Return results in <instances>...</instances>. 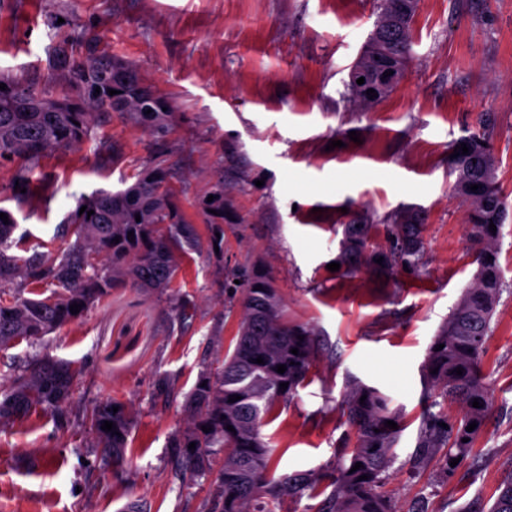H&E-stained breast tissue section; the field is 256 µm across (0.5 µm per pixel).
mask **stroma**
Listing matches in <instances>:
<instances>
[{
  "instance_id": "35a3bbf8",
  "label": "stroma",
  "mask_w": 512,
  "mask_h": 512,
  "mask_svg": "<svg viewBox=\"0 0 512 512\" xmlns=\"http://www.w3.org/2000/svg\"><path fill=\"white\" fill-rule=\"evenodd\" d=\"M378 12L377 0H0V71L50 88L56 46L81 54L91 33L173 104L165 135L115 118L112 150L92 141L48 156L25 200L13 165L0 164V207L41 251L61 246L56 228L77 198L125 188L146 165L174 175L177 208L201 228L210 219L198 200L224 185L223 256L182 257L167 295L116 285L46 336L51 356L78 372L74 397L63 413L0 426V512H121L132 499L140 512H200L212 479L183 477L173 437L202 369L235 345L241 312H224V273L255 264L318 348L303 384L266 418L271 476L336 465L354 440L341 402L356 380L402 417L381 488L395 512L491 506L512 475V291L482 355L493 408L469 463L443 480L438 457L420 465L415 454L428 347L477 270L469 207L448 169L460 137L492 139L508 203L499 261L512 284V0H419L404 81L361 112L345 82ZM410 209L425 224L417 269L330 271L345 225H371L383 247ZM174 293L194 301L192 317H178ZM112 400L134 420L119 474L93 446V411Z\"/></svg>"
}]
</instances>
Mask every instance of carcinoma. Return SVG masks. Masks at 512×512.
I'll use <instances>...</instances> for the list:
<instances>
[{
	"instance_id": "cac0c4a2",
	"label": "carcinoma",
	"mask_w": 512,
	"mask_h": 512,
	"mask_svg": "<svg viewBox=\"0 0 512 512\" xmlns=\"http://www.w3.org/2000/svg\"><path fill=\"white\" fill-rule=\"evenodd\" d=\"M379 8L375 28L355 63L362 70L371 66V46L376 44L401 60L409 58L415 13H404L400 0H380ZM0 83L7 86L0 90V160L20 161L14 177L20 197L21 189L31 188L33 171L45 155L95 138L107 143L99 130L114 113L153 134L169 129L167 98L147 85L131 62L100 50L94 37L86 39L83 58L59 60L52 90L39 91L5 73L0 74ZM110 89L117 94H109ZM347 90L349 102L361 108L392 93L390 89L379 91L371 99L355 82L347 83ZM467 141L469 152L449 159L448 165L456 175V193L470 205L468 236L477 247L478 269L432 339L424 363L429 389L434 396L457 404L459 412L451 423L442 411H433L439 402L432 401L422 418L418 442L422 458L440 456L444 480L457 470L450 466L452 459H467L492 409L481 357L492 333L495 306L502 292L512 287L506 284L499 263L497 244L506 203L495 181L491 142L484 135H471ZM465 182L479 189L460 190ZM175 195L163 168L146 166L136 182L124 189L99 190L82 197L59 230L64 238L61 251L35 252L28 257L11 253L21 246V241L13 239L16 219L11 211L0 208V213L8 215V223L0 219V350L20 339L36 347L44 345L46 336L81 318L118 283L147 293L166 290L180 271L178 249L205 248L213 253L223 248L224 226L208 224L206 233H201L174 207ZM211 195L213 201L202 200L200 208L206 214L214 210L223 215L224 185H215ZM83 206L84 213L80 212ZM90 210L94 214L89 216ZM491 224L496 226L494 233L489 230ZM130 231L134 236H128ZM422 232L421 216L413 212L391 227L389 246L381 248L370 242L369 225L347 224L340 243L341 260L351 270L362 266L386 269L398 263L415 268L424 249ZM379 257L383 258L380 265L375 262ZM258 285L262 289H256ZM39 288L50 294L37 292ZM225 288L241 307L237 341L221 366L202 372L187 400V422L177 435L176 446L183 449V467L190 477L214 475L213 497L202 512H276L284 502L314 493L320 481L311 471L277 480L270 477L274 449L261 433L273 404L293 396L305 379L315 344L307 327L285 319L283 299L264 270L230 269ZM73 304L81 306L79 313L70 312ZM439 344L443 349L438 351ZM293 348L298 354L291 353ZM259 357L264 363L255 362ZM279 365L286 366L282 374L276 372ZM459 367L463 368L460 375L456 374ZM435 368L438 373H431ZM75 379L70 363L54 368L48 351L35 354L15 370L10 388L0 392V423L22 422L38 409L62 410L72 397ZM282 383L288 384L287 389H280ZM233 395L240 399L231 403ZM475 400L477 408L472 406ZM342 406L355 441L331 471V491L318 512H393L378 488L400 433L386 427V421L398 424L399 415L389 408L385 396L358 381L345 391ZM106 421L113 423V430L101 429ZM472 422L477 427L466 431ZM443 423L448 428L441 427ZM229 425L234 431L227 429ZM132 426V417L122 404L104 403L94 410L96 447L104 462L122 465ZM204 426L210 431L204 432ZM192 442L195 449L190 450ZM218 450L224 459L215 472ZM358 462L362 467L351 471ZM362 475L367 479H360ZM469 512H512V477L502 483L490 508L478 505Z\"/></svg>"
}]
</instances>
